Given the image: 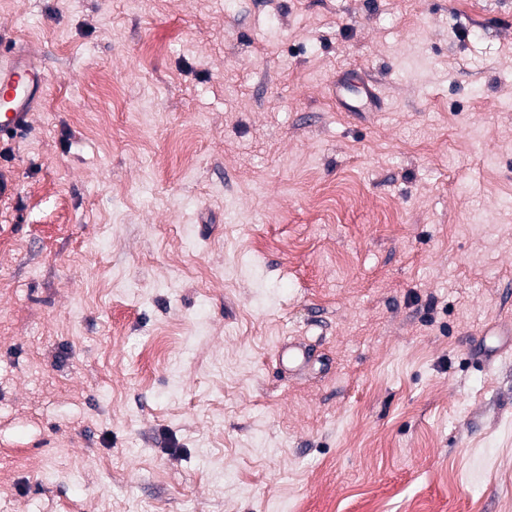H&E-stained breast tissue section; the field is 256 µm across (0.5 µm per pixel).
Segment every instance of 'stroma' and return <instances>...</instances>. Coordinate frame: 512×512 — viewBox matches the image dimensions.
<instances>
[{
  "label": "stroma",
  "mask_w": 512,
  "mask_h": 512,
  "mask_svg": "<svg viewBox=\"0 0 512 512\" xmlns=\"http://www.w3.org/2000/svg\"><path fill=\"white\" fill-rule=\"evenodd\" d=\"M0 42L44 74L0 512H512V0H0Z\"/></svg>",
  "instance_id": "stroma-1"
}]
</instances>
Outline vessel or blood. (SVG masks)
I'll return each instance as SVG.
<instances>
[{"mask_svg":"<svg viewBox=\"0 0 512 512\" xmlns=\"http://www.w3.org/2000/svg\"><path fill=\"white\" fill-rule=\"evenodd\" d=\"M43 85L42 74L24 54L0 53V141L27 129Z\"/></svg>","mask_w":512,"mask_h":512,"instance_id":"obj_1","label":"vessel or blood"}]
</instances>
